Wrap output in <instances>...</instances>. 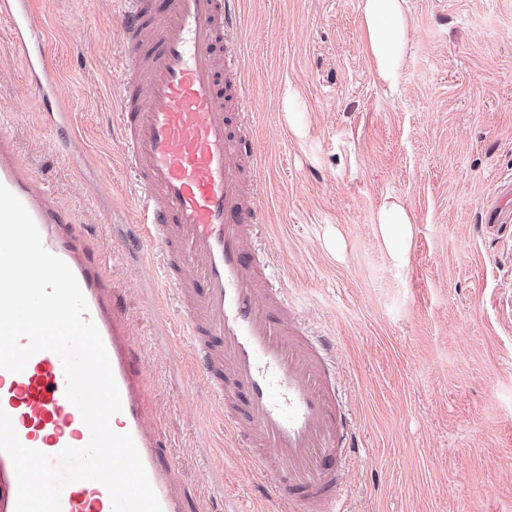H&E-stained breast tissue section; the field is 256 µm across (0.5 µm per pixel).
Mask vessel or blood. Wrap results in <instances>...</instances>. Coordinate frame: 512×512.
Returning <instances> with one entry per match:
<instances>
[{
    "label": "vessel or blood",
    "instance_id": "vessel-or-blood-1",
    "mask_svg": "<svg viewBox=\"0 0 512 512\" xmlns=\"http://www.w3.org/2000/svg\"><path fill=\"white\" fill-rule=\"evenodd\" d=\"M122 4L118 119L122 166L137 191L128 244L151 259L149 277L177 304L174 332L190 338L195 368L248 467L277 476L281 512H345L340 481L357 430L336 383L334 350L303 324L270 256L246 246L262 227L264 189L253 176L259 158L243 112L245 88L230 76L239 59L237 0ZM0 20L9 53L26 62L42 126L72 146V117L34 0H0ZM0 184L81 287L85 318L100 332L121 396L111 429L131 434L162 512H185L159 427L144 412L137 357L108 280L77 244V214L47 197L3 133ZM66 388L62 362L50 351L35 353L22 372L0 369V410L23 445L52 457L87 445L90 431ZM16 496L13 463L0 452V512H15ZM60 508L112 512V502L103 484L76 481L63 489Z\"/></svg>",
    "mask_w": 512,
    "mask_h": 512
}]
</instances>
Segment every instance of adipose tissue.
Instances as JSON below:
<instances>
[{
	"label": "adipose tissue",
	"instance_id": "1",
	"mask_svg": "<svg viewBox=\"0 0 512 512\" xmlns=\"http://www.w3.org/2000/svg\"><path fill=\"white\" fill-rule=\"evenodd\" d=\"M405 2L360 0L373 63L378 75L387 82L394 81L398 76L409 40ZM377 222L389 249L396 256H403L411 224L407 208L397 201L385 203L378 213Z\"/></svg>",
	"mask_w": 512,
	"mask_h": 512
}]
</instances>
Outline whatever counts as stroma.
Segmentation results:
<instances>
[{"instance_id":"stroma-1","label":"stroma","mask_w":512,"mask_h":512,"mask_svg":"<svg viewBox=\"0 0 512 512\" xmlns=\"http://www.w3.org/2000/svg\"><path fill=\"white\" fill-rule=\"evenodd\" d=\"M360 0H238L239 78L265 188L266 237L288 294L328 337L359 431L349 512H512V0H406L395 84L375 73ZM85 153L75 173L48 142L20 58L0 23V122L19 162L79 214L81 246L110 282L141 359L144 410L186 512H277L218 430L221 410L189 349L172 353L139 261L118 232L135 193L120 175V0H36ZM295 102L301 131L288 124ZM399 199L412 239L387 250L376 222Z\"/></svg>"}]
</instances>
